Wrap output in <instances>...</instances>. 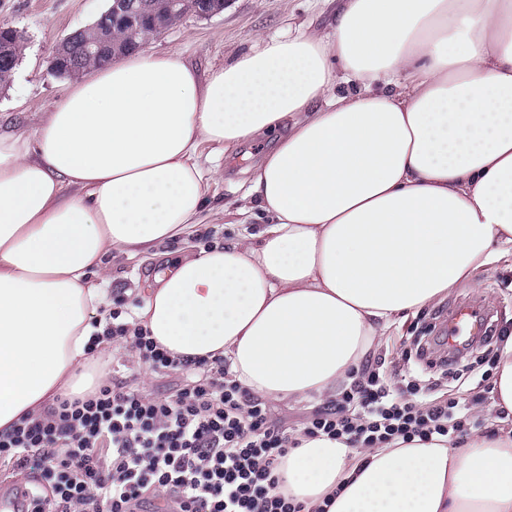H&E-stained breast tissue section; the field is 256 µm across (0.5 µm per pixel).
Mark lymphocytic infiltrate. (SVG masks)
<instances>
[{
  "label": "lymphocytic infiltrate",
  "instance_id": "1",
  "mask_svg": "<svg viewBox=\"0 0 512 512\" xmlns=\"http://www.w3.org/2000/svg\"><path fill=\"white\" fill-rule=\"evenodd\" d=\"M129 314L113 300L103 339H131L149 370H180L189 383L153 396L112 376L1 431L0 458L47 490L20 491L23 512H302L279 489L277 469L294 441L267 400L226 375L223 359L172 357L132 331ZM422 392L418 381L366 364L303 432L365 448L462 433L459 409Z\"/></svg>",
  "mask_w": 512,
  "mask_h": 512
}]
</instances>
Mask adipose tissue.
Segmentation results:
<instances>
[{
	"label": "adipose tissue",
	"mask_w": 512,
	"mask_h": 512,
	"mask_svg": "<svg viewBox=\"0 0 512 512\" xmlns=\"http://www.w3.org/2000/svg\"><path fill=\"white\" fill-rule=\"evenodd\" d=\"M274 132L242 198L212 207L205 146ZM216 216L254 230L197 247ZM166 242L180 255L136 326L267 399L334 398L398 321L512 258V0H337L331 33L204 78L140 50L0 133V431L93 387L107 255ZM488 409L460 441L304 437L279 474L309 512H512V336Z\"/></svg>",
	"instance_id": "adipose-tissue-1"
}]
</instances>
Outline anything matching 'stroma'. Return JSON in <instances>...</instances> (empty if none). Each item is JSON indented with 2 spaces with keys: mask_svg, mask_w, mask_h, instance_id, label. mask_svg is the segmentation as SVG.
<instances>
[{
  "mask_svg": "<svg viewBox=\"0 0 512 512\" xmlns=\"http://www.w3.org/2000/svg\"><path fill=\"white\" fill-rule=\"evenodd\" d=\"M106 6L107 0H0V24L16 28L25 37L18 66L9 81L0 85V131L13 128L29 132L41 124L72 85L71 80L54 76L50 69L56 43L62 35L92 23ZM335 13L334 0H224L222 13L209 18L186 16L151 40L147 49L182 58L205 76L270 36L331 32ZM270 148L269 138L259 136L225 158L224 171L211 188L214 205L242 194L248 167ZM153 273L151 264L139 258L114 255L110 291L127 293L129 302H136V282ZM462 306L493 314L494 337L489 344L473 346L464 359L434 367L430 375L440 382L438 397L466 406L465 427L471 430L485 425L484 416L474 413L473 408L489 405L496 350L505 333L512 331V262L482 273L475 285L452 289L441 304L426 308L392 331L376 355L384 359L386 367L408 372L415 366L409 357L412 340L440 335L447 328V317ZM99 358L129 371L134 387L148 394L172 392L185 379L179 371L156 374L147 370L132 346L121 342L104 347Z\"/></svg>",
  "mask_w": 512,
  "mask_h": 512,
  "instance_id": "35a3bbf8",
  "label": "stroma"
}]
</instances>
